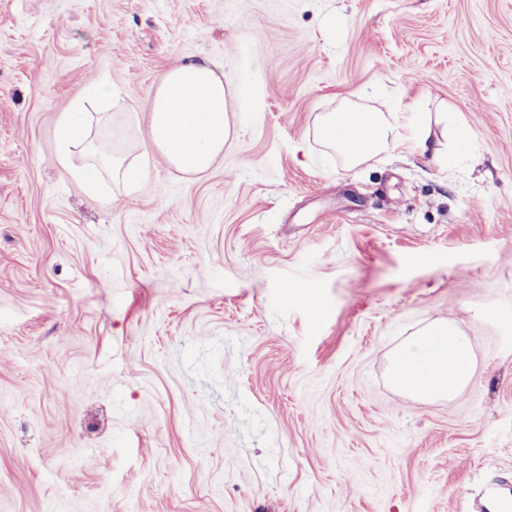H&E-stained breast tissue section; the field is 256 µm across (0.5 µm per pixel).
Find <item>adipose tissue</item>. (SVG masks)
Returning <instances> with one entry per match:
<instances>
[{"mask_svg":"<svg viewBox=\"0 0 512 512\" xmlns=\"http://www.w3.org/2000/svg\"><path fill=\"white\" fill-rule=\"evenodd\" d=\"M149 144L187 173L208 170L223 153L227 140L224 77L211 61L194 60L171 68L156 87L148 114ZM86 124L62 115L56 162L78 179L89 171L135 181L138 158L114 157L95 150ZM407 108L370 114L331 112L322 123L324 137L335 143L350 165L375 160L401 147L426 148L423 137L406 135ZM470 341L450 322L436 323L404 341L395 351L390 375L393 384L417 400L453 398L470 380L467 367Z\"/></svg>","mask_w":512,"mask_h":512,"instance_id":"obj_1","label":"adipose tissue"}]
</instances>
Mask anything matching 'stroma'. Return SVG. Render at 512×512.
Segmentation results:
<instances>
[{"instance_id": "1", "label": "stroma", "mask_w": 512, "mask_h": 512, "mask_svg": "<svg viewBox=\"0 0 512 512\" xmlns=\"http://www.w3.org/2000/svg\"><path fill=\"white\" fill-rule=\"evenodd\" d=\"M229 137L149 150L181 60ZM144 155L100 192L59 120ZM411 106L422 153L348 167L329 112ZM450 322L469 384L418 402L397 347ZM512 482V0H0V512H476ZM224 75L207 59L171 68L158 84L148 112V147L186 173L208 170L227 140ZM118 98V93L113 90L112 85L101 81L95 84L90 96L84 94L76 96L68 112H84L87 115V123L94 122L98 125L110 119L107 111ZM88 105L94 112L89 111Z\"/></svg>"}]
</instances>
